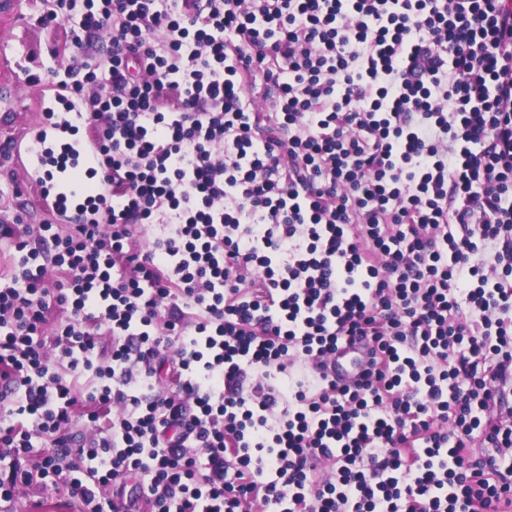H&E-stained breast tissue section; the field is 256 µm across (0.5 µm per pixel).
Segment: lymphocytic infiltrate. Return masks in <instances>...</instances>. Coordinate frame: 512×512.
I'll return each mask as SVG.
<instances>
[{"label": "lymphocytic infiltrate", "mask_w": 512, "mask_h": 512, "mask_svg": "<svg viewBox=\"0 0 512 512\" xmlns=\"http://www.w3.org/2000/svg\"><path fill=\"white\" fill-rule=\"evenodd\" d=\"M44 5L107 204L0 224V501L512 512V0ZM364 367L363 353L345 345L336 351V356L329 363L328 373L338 383L352 385L360 379Z\"/></svg>", "instance_id": "obj_1"}]
</instances>
